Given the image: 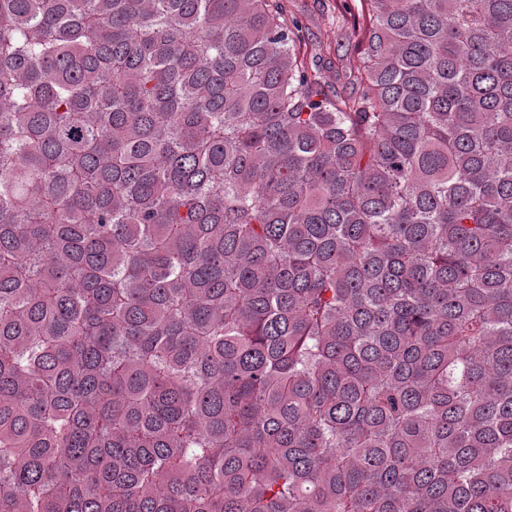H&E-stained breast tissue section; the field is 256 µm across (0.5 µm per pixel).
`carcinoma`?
Returning <instances> with one entry per match:
<instances>
[{
    "mask_svg": "<svg viewBox=\"0 0 512 512\" xmlns=\"http://www.w3.org/2000/svg\"><path fill=\"white\" fill-rule=\"evenodd\" d=\"M0 0V512H512V0ZM358 5V0H288V11L323 70L324 91L330 97L355 92L342 74L355 51L351 20Z\"/></svg>",
    "mask_w": 512,
    "mask_h": 512,
    "instance_id": "obj_1",
    "label": "carcinoma"
}]
</instances>
